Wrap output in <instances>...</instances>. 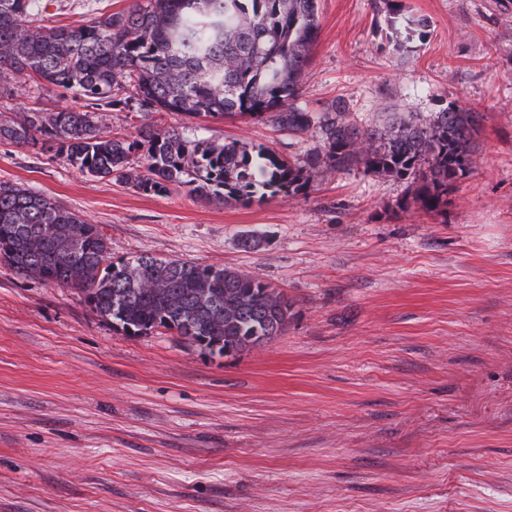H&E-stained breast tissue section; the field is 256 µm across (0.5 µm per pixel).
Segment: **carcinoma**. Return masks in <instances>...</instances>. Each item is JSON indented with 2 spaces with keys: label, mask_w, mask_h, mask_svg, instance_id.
I'll return each mask as SVG.
<instances>
[{
  "label": "carcinoma",
  "mask_w": 512,
  "mask_h": 512,
  "mask_svg": "<svg viewBox=\"0 0 512 512\" xmlns=\"http://www.w3.org/2000/svg\"><path fill=\"white\" fill-rule=\"evenodd\" d=\"M29 0H0V95L11 76L36 77L74 92L85 110L23 107L0 120V142L58 139L70 164L145 193L185 184L204 201L293 198L317 178L355 164L371 175L411 179L424 207L475 166L482 116L456 103L422 116L399 112L361 127L336 102L321 113L298 105L318 30L316 0H147L80 26L31 18ZM397 48L426 34L424 18H393ZM133 88L146 112L224 119L267 117L293 134L319 129L320 143L298 166L238 141H190L180 127L143 125L133 138L106 130L98 111ZM99 225L22 185L0 183V261L19 274L74 288L90 310L129 335L167 330L220 356L281 336L292 304L268 282L222 265L148 254L108 262Z\"/></svg>",
  "instance_id": "obj_1"
}]
</instances>
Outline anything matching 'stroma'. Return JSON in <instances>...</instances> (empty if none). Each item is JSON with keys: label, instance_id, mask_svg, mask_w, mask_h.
Masks as SVG:
<instances>
[{"label": "stroma", "instance_id": "obj_1", "mask_svg": "<svg viewBox=\"0 0 512 512\" xmlns=\"http://www.w3.org/2000/svg\"><path fill=\"white\" fill-rule=\"evenodd\" d=\"M137 0H32L80 25ZM298 103L350 119L484 115L478 164L429 211L410 181L351 165L306 194L248 205L142 193L73 168L55 143H0V182L100 225L109 259L224 265L281 288L285 335L226 356L164 331L130 336L77 290L0 263V512H512V0H319ZM427 19L410 52L396 14ZM82 109L28 83L0 97ZM108 130L182 127L304 162L318 129L142 111ZM266 238L244 249L241 232Z\"/></svg>", "mask_w": 512, "mask_h": 512}]
</instances>
